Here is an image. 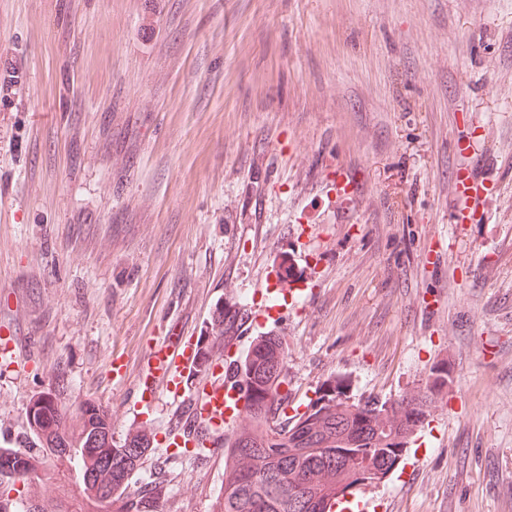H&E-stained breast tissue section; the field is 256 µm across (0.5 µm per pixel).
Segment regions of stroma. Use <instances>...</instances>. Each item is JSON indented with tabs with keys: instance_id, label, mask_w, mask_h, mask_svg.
Here are the masks:
<instances>
[{
	"instance_id": "1",
	"label": "stroma",
	"mask_w": 512,
	"mask_h": 512,
	"mask_svg": "<svg viewBox=\"0 0 512 512\" xmlns=\"http://www.w3.org/2000/svg\"><path fill=\"white\" fill-rule=\"evenodd\" d=\"M19 83L8 86L10 73ZM484 179L458 224L454 178ZM347 185L348 195L338 186ZM279 316L237 318L285 276ZM280 337L287 415L448 366L386 512H512V0H0V448L32 397L148 428L132 491L221 512L150 346ZM65 390H58V381Z\"/></svg>"
}]
</instances>
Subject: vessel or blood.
<instances>
[{"instance_id":"1","label":"vessel or blood","mask_w":512,"mask_h":512,"mask_svg":"<svg viewBox=\"0 0 512 512\" xmlns=\"http://www.w3.org/2000/svg\"><path fill=\"white\" fill-rule=\"evenodd\" d=\"M202 368L200 349L189 340H165L156 344L151 356L148 376L162 385L174 401L187 403L190 424L177 423L169 431L176 443L206 449L224 434V427L236 418L239 396L235 388L216 380L209 389L198 391L192 377Z\"/></svg>"}]
</instances>
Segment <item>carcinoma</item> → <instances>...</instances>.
Wrapping results in <instances>:
<instances>
[{
	"label": "carcinoma",
	"instance_id": "obj_1",
	"mask_svg": "<svg viewBox=\"0 0 512 512\" xmlns=\"http://www.w3.org/2000/svg\"><path fill=\"white\" fill-rule=\"evenodd\" d=\"M285 352L277 336L257 339L231 366L243 391V420L224 436L223 512H332L348 494L393 471L416 431L448 387V367L436 366L426 391L411 397L349 401L327 387L306 411L288 417ZM71 417L49 396L30 401L28 424L38 448H0V512H90L127 493L129 478L151 439L141 430L112 447V417L92 400ZM67 463L85 502L20 498L16 482L48 461ZM19 497H13V494ZM156 497L133 494L126 512H154Z\"/></svg>",
	"mask_w": 512,
	"mask_h": 512
}]
</instances>
